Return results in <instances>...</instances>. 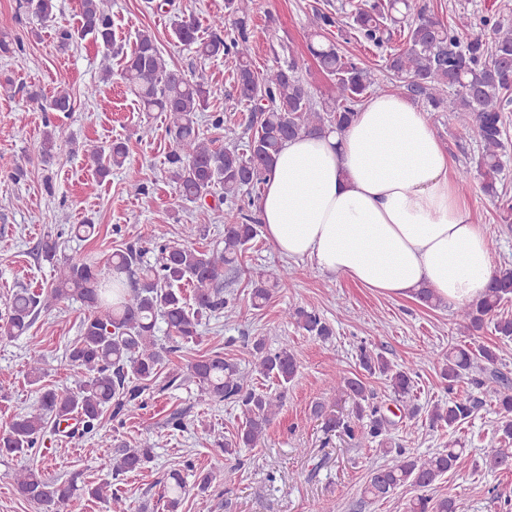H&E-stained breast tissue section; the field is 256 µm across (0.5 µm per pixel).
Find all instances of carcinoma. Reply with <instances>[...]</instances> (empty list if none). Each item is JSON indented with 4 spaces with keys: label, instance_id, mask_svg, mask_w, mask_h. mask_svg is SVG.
Listing matches in <instances>:
<instances>
[{
    "label": "carcinoma",
    "instance_id": "carcinoma-1",
    "mask_svg": "<svg viewBox=\"0 0 512 512\" xmlns=\"http://www.w3.org/2000/svg\"><path fill=\"white\" fill-rule=\"evenodd\" d=\"M32 17L39 22L52 18L55 0H27ZM254 0H224V15L210 24L207 36L200 35L197 20L175 17L171 29L176 40L203 59L229 56L235 61V84L239 101L250 108L247 142L234 140L217 146L204 137L198 114L208 109L210 100L223 94L222 87L204 70L185 76L172 67L158 47L156 37L148 31L136 35L134 48L124 57L119 73L126 88L139 100L145 112H163L174 147L165 159L166 179L178 196L189 203L203 204L207 197L222 194V200L236 207V215L224 221V246L200 250L189 242L175 243L168 239L165 217H157L150 244L156 252L154 263L144 260L146 249L127 244L115 249L107 258L108 275H103L97 263L83 257H70L54 263L56 241L47 238L41 245L45 260L53 263V277L46 289L31 293L21 288L13 293L5 313L0 314V339L23 335L43 310L66 301H77L86 309L79 335L68 346L66 359L81 371L75 388L59 392L53 388L39 389L33 410L16 416L9 429L0 434V458L7 460L38 450L44 438L58 432L61 425L75 422L76 428L67 437H82L97 432L103 413L111 410L112 419L126 415L129 408L144 406V395L162 374L167 355L176 345L199 339L204 317L220 310L232 311L233 306L221 296L218 285L224 280V269L236 267L238 258L249 249L258 230L254 218L244 209L255 205L252 190L263 183L272 170L283 145L301 133L341 132L353 120L358 106L375 84L374 75L354 54L339 53L336 45L326 38L333 18L322 11H313L307 18L310 51L319 60L333 86V93L315 101L304 88L298 75V64L289 59L262 72L255 70L252 60L251 12ZM409 0H367L350 13V29L361 46L377 49L388 43L386 33L407 24L406 45L387 55L386 67L399 82L395 91L415 103L424 105L426 119L432 113L452 108L456 122L464 129L476 132L482 151L476 162V173L483 192L498 202L502 220L512 216V199L501 194L497 184L504 171L506 126L504 112L512 106V23L485 18L482 25L491 29L492 36L473 33L476 22L471 14L460 12L451 25L440 21L428 8L417 10V18L406 23ZM79 26L55 29L58 50L66 51L75 43L91 37L102 47V80L112 79V56L122 52L115 47L112 32L110 0H79ZM232 26L230 35L224 27ZM455 97L448 99V90ZM74 100L68 87L60 85L50 96L44 109L51 112L72 111ZM57 147L55 130L45 132L39 144L44 160L54 156ZM128 150L115 140L106 148H94L89 158L100 177L112 170H122L126 177L137 181L136 171L127 165ZM299 270L277 267L266 271L254 281L251 303L259 309L272 298L277 288L288 285ZM192 288V301H187L182 286ZM512 300V265L495 269L482 297L464 303L455 312L458 330L466 336L482 331L491 317H496L494 331L500 342L512 341V318L498 316L502 305ZM289 319L307 335L327 341L333 328L321 315L303 306L285 312ZM163 321L175 344L164 347L155 336L158 321ZM481 345L472 349L455 345L448 352L435 349L425 357L442 364L441 378L448 390L463 379L466 371L481 364L493 365L497 350ZM255 370L273 378L280 391L260 392L253 388L251 376L238 365L212 351L192 362L189 375L197 384L200 404L227 402L239 406L245 418L241 432L233 439L218 440L221 453L232 455L238 448H256L265 442L266 431L282 407L288 384L297 375V359L288 343L271 350L263 339L252 344ZM362 369L370 376L385 377L396 398H409L414 379L411 373L396 369L381 353L360 351ZM44 355L30 353L26 376L38 384L46 375ZM332 389L348 393L355 400L356 422L326 419L333 430L342 427L353 440L362 444L383 445L390 419L380 407L364 405L368 401L366 383L360 377L341 381L331 378ZM481 392L498 406L501 418L500 439L512 441V385L508 379L492 372L476 381ZM474 405L468 397L448 405H436L430 413L434 427L456 428L469 418ZM113 447L109 463L119 476L140 471L153 461L150 446ZM395 453L392 464L370 472L364 494L370 499H386L404 485L419 494L412 500L408 512H469L463 498L433 500L425 495L440 477L453 471L465 452L463 443L455 440L448 450L434 454H415L404 448H385L383 453ZM491 471L512 468V448H493L484 458ZM192 468L187 460L171 464L161 479V498L167 512H179L189 490L205 500L217 473L198 475L193 488H188L183 472ZM4 477L13 482L17 494L38 506L39 512H68L73 499L89 497L112 504V512H129L126 499L110 483L94 484L75 474L71 478L52 479L43 471L27 466L8 471Z\"/></svg>",
    "mask_w": 512,
    "mask_h": 512
}]
</instances>
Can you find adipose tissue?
<instances>
[{
	"label": "adipose tissue",
	"mask_w": 512,
	"mask_h": 512,
	"mask_svg": "<svg viewBox=\"0 0 512 512\" xmlns=\"http://www.w3.org/2000/svg\"><path fill=\"white\" fill-rule=\"evenodd\" d=\"M259 208L278 254L387 297L427 287L472 301L493 272L491 239L431 124L392 92L370 97L343 133L289 141Z\"/></svg>",
	"instance_id": "1"
}]
</instances>
